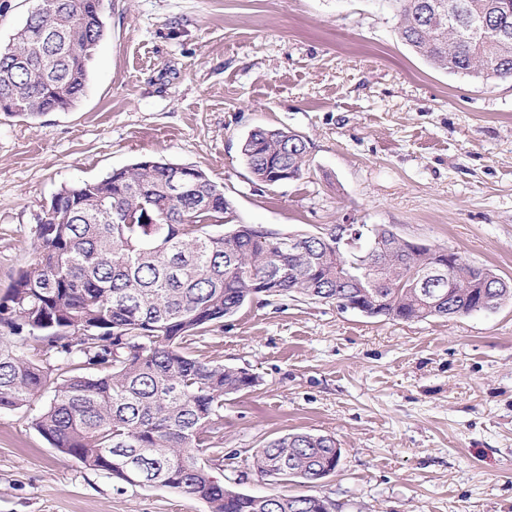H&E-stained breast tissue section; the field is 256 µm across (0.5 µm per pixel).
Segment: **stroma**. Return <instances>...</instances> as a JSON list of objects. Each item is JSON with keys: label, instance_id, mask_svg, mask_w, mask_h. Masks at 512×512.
<instances>
[{"label": "stroma", "instance_id": "35a3bbf8", "mask_svg": "<svg viewBox=\"0 0 512 512\" xmlns=\"http://www.w3.org/2000/svg\"><path fill=\"white\" fill-rule=\"evenodd\" d=\"M108 35L80 106L0 112V295L34 263L61 187L144 158L223 186L233 223L320 234L380 225L512 280V81L433 68L386 0H104ZM258 127L308 141L300 179L257 182ZM189 351L243 368L198 456L251 495L309 494L332 512H512V303L399 321L323 301L256 299ZM46 396L0 412V512H208L165 487L120 486L32 426ZM294 432L341 448L316 484L260 476L255 452Z\"/></svg>", "mask_w": 512, "mask_h": 512}]
</instances>
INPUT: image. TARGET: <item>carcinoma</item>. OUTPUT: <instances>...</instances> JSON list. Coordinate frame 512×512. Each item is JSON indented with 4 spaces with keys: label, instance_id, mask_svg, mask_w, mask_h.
<instances>
[{
    "label": "carcinoma",
    "instance_id": "1",
    "mask_svg": "<svg viewBox=\"0 0 512 512\" xmlns=\"http://www.w3.org/2000/svg\"><path fill=\"white\" fill-rule=\"evenodd\" d=\"M25 24L0 45V107L34 121L73 110L85 96L89 64L106 34L103 0H37ZM389 0L400 39L433 67L488 84L512 80V0ZM27 50L20 70L12 51ZM307 140L283 128L252 130L241 155L267 183L279 164L293 178L306 167ZM197 176L178 199L177 173ZM58 215L35 226L36 261L0 297V410L35 395L53 397L33 420L57 450L123 485L163 486L204 501L209 512H325L316 495H250L216 480L195 454L222 426L224 397L254 387L245 369L203 362L185 351L260 295L370 309L404 321L448 314L430 309L423 288H359L336 280V265L361 270L363 253L336 256L310 233L301 248L288 235L253 224L206 230L230 210L224 187L186 165L142 159L101 179L57 192ZM206 207H201L203 197ZM432 257L396 252L383 277L411 279ZM265 477L317 479L336 470V440L295 432L254 456Z\"/></svg>",
    "mask_w": 512,
    "mask_h": 512
}]
</instances>
